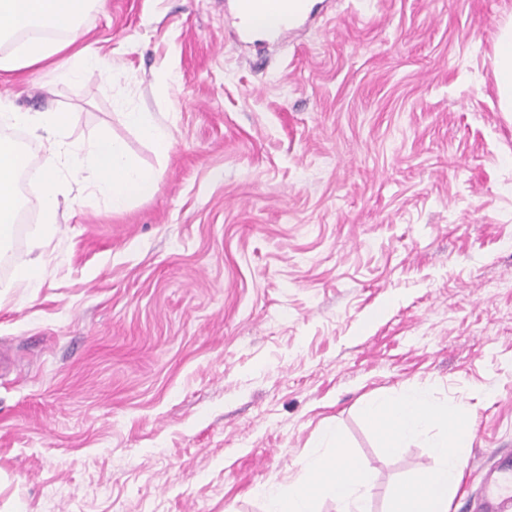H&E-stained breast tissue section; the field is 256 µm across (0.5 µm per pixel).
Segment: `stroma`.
Listing matches in <instances>:
<instances>
[{"mask_svg":"<svg viewBox=\"0 0 512 512\" xmlns=\"http://www.w3.org/2000/svg\"><path fill=\"white\" fill-rule=\"evenodd\" d=\"M312 3L289 41L244 49L224 0H107L80 42L111 71L0 70L20 111L161 173L119 214L61 200L31 299L12 285L41 227L29 186L0 263V512H263L330 426L387 512L448 434L385 447L363 406L408 392L468 433L449 512L512 456V0ZM496 83L500 110L512 112V21L501 28L496 45ZM123 120L135 128L140 135L149 141L156 150L166 154L170 147L169 134L166 128L157 123L149 114L136 108H130L122 113Z\"/></svg>","mask_w":512,"mask_h":512,"instance_id":"stroma-1","label":"stroma"}]
</instances>
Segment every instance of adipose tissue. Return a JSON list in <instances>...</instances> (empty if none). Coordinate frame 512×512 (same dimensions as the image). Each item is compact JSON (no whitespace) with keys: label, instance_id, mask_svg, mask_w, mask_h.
Instances as JSON below:
<instances>
[{"label":"adipose tissue","instance_id":"adipose-tissue-1","mask_svg":"<svg viewBox=\"0 0 512 512\" xmlns=\"http://www.w3.org/2000/svg\"><path fill=\"white\" fill-rule=\"evenodd\" d=\"M103 0H0V70L18 71L50 66L61 78L82 80L108 70L109 62L86 46H79L84 19ZM496 83L501 111L512 112V21L500 29L496 45ZM363 413L376 424L387 447L398 448L426 431L436 417L417 394L368 402ZM448 439L432 442L430 453L439 461L425 478L398 486L389 512H448L460 478L465 428L450 423ZM333 454L309 456L287 494L266 493L265 512H314V503L332 500L337 512H368L370 474L347 452L338 431L328 434Z\"/></svg>","mask_w":512,"mask_h":512}]
</instances>
